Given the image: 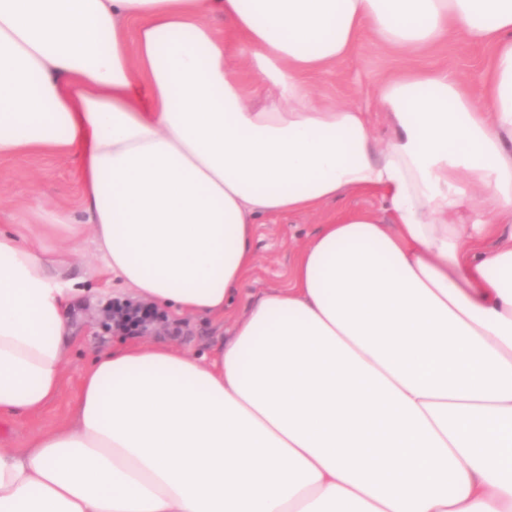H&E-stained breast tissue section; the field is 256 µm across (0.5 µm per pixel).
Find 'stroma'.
<instances>
[{"instance_id":"35a3bbf8","label":"stroma","mask_w":512,"mask_h":512,"mask_svg":"<svg viewBox=\"0 0 512 512\" xmlns=\"http://www.w3.org/2000/svg\"><path fill=\"white\" fill-rule=\"evenodd\" d=\"M490 47L451 39L432 52L408 57L398 50L363 36L355 50L336 70L313 77L315 95L339 102L351 100L364 110L375 111L372 99L377 80L407 67L446 69L460 77L472 92H479L483 76L492 61ZM379 195L371 192L350 194L324 205L320 211L282 217L256 225L252 239L255 264L248 274L237 299L223 319L189 316L182 318L181 331L165 336V343L200 356H213L242 317L250 302L288 285L295 255L312 237L324 216L344 210H376ZM63 210L78 221L86 215L80 200V187L75 164L51 154H28L0 158V228L9 229L11 216L29 223L40 222L44 212ZM40 245L49 251L65 253L70 262L69 273L84 279L91 288L112 287L120 297H129L119 281L110 280L97 253L91 230L72 239L65 229L39 236ZM103 307L90 302L77 307L71 317L72 344L66 354L65 376L56 399L37 414L23 412L0 415V448H18L49 428L69 425L74 416L82 375L94 356L103 350L131 344L132 336H114L100 328Z\"/></svg>"}]
</instances>
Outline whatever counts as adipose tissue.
Returning <instances> with one entry per match:
<instances>
[{"instance_id": "1", "label": "adipose tissue", "mask_w": 512, "mask_h": 512, "mask_svg": "<svg viewBox=\"0 0 512 512\" xmlns=\"http://www.w3.org/2000/svg\"><path fill=\"white\" fill-rule=\"evenodd\" d=\"M493 45L481 99L407 69L367 112L311 74L362 34ZM74 158L135 298L223 317L254 228L352 192L214 357H95L71 425L0 448V512H512V0H0V158ZM67 261L0 229V413L58 393Z\"/></svg>"}]
</instances>
